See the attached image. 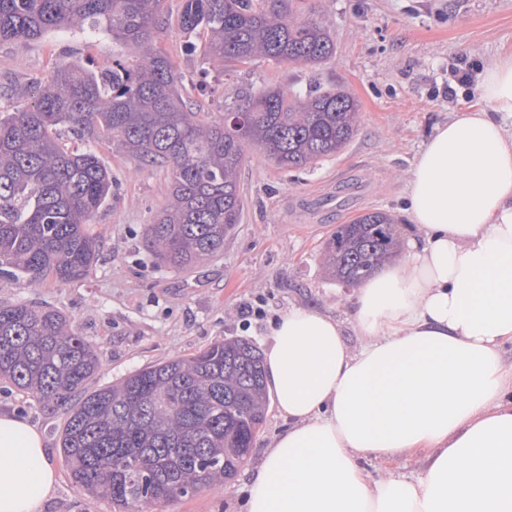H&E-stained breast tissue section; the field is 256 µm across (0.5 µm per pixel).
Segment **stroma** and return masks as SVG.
I'll list each match as a JSON object with an SVG mask.
<instances>
[{"instance_id":"1","label":"stroma","mask_w":512,"mask_h":512,"mask_svg":"<svg viewBox=\"0 0 512 512\" xmlns=\"http://www.w3.org/2000/svg\"><path fill=\"white\" fill-rule=\"evenodd\" d=\"M316 17L329 28L335 52L317 67L272 61L222 69L209 67L205 34L187 52L178 26L159 41L184 76L183 94L209 120L222 105L275 85L303 93L316 86H342L359 103L358 131L339 154L312 169L274 166L250 149L240 172L242 220L224 249L184 270L160 264L145 228L170 200L166 168L137 166L112 143H93L62 131L68 149L93 147L112 171V195L87 230L100 242L88 274L62 282L48 276L27 281L0 275V304L39 302L59 310L80 336L92 342L100 365L90 389L112 385L130 373L173 358L190 357L215 341L244 337L264 347L269 319L292 306L326 303L345 324L350 350L363 343L352 325L353 287L327 279L322 248L337 225L361 214H391L406 227L405 178L437 125L475 103L486 65L512 53V0H313ZM139 52L106 32L58 30L26 43L0 45V112L30 101L25 90L47 81L57 67L75 60L95 65L121 58L136 64ZM208 70L215 95L196 88ZM471 82L457 84L456 71ZM261 304L264 317L243 325L239 311ZM21 412L42 433L58 483L44 512H114L110 500L79 491L59 447L64 406L47 408L27 393L0 394V410ZM283 426L268 407L246 465L235 479L195 495L151 507L150 512H243L246 485L266 445ZM423 450L368 458L370 479H416Z\"/></svg>"}]
</instances>
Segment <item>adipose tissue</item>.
Segmentation results:
<instances>
[{"label": "adipose tissue", "mask_w": 512, "mask_h": 512, "mask_svg": "<svg viewBox=\"0 0 512 512\" xmlns=\"http://www.w3.org/2000/svg\"><path fill=\"white\" fill-rule=\"evenodd\" d=\"M478 105L440 125L406 180L403 259L356 288L350 351L317 305L272 324L266 384L285 421L253 471L247 512H512V56ZM425 449L413 481L361 461ZM58 482L43 435L0 411V512H43Z\"/></svg>", "instance_id": "adipose-tissue-1"}]
</instances>
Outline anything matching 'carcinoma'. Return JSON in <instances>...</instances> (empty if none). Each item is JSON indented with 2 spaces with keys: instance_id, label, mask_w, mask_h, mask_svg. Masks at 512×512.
I'll list each match as a JSON object with an SVG mask.
<instances>
[{
  "instance_id": "obj_1",
  "label": "carcinoma",
  "mask_w": 512,
  "mask_h": 512,
  "mask_svg": "<svg viewBox=\"0 0 512 512\" xmlns=\"http://www.w3.org/2000/svg\"><path fill=\"white\" fill-rule=\"evenodd\" d=\"M162 2L0 0V44L79 28L142 48L133 68L120 60L62 65L31 105L0 113V273L67 282L96 258L98 241L85 225L112 196V171L90 149H63V128L167 168L170 203L148 225L147 241L173 269L219 253L241 223L238 177L249 147L280 168H313L355 136L357 103L337 87L304 96L263 88L238 99L234 125L201 122L182 96L183 75L157 46L170 26ZM178 23L188 36L206 31V55L227 68L259 59L314 66L334 52L326 25L300 12L296 0H181ZM397 248L392 217L364 214L324 243L326 273L357 285ZM98 365L94 345L60 311L0 304V380L45 406L70 404L59 445L76 487L130 512L237 475L267 407L253 342H215L88 393Z\"/></svg>"
}]
</instances>
